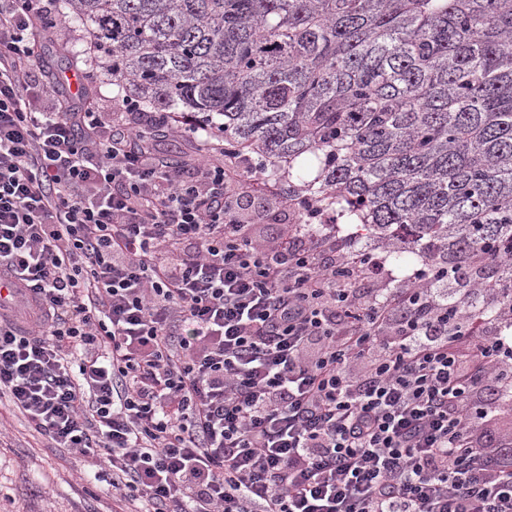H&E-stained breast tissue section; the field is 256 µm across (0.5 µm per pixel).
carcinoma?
<instances>
[{"mask_svg":"<svg viewBox=\"0 0 512 512\" xmlns=\"http://www.w3.org/2000/svg\"><path fill=\"white\" fill-rule=\"evenodd\" d=\"M117 93L207 124L396 262L512 253V0H59ZM315 159L316 174L298 161ZM512 303V264L484 289Z\"/></svg>","mask_w":512,"mask_h":512,"instance_id":"carcinoma-1","label":"carcinoma"}]
</instances>
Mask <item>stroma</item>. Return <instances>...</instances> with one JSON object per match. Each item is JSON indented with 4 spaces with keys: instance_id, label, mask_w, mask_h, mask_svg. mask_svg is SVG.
<instances>
[{
    "instance_id": "stroma-1",
    "label": "stroma",
    "mask_w": 512,
    "mask_h": 512,
    "mask_svg": "<svg viewBox=\"0 0 512 512\" xmlns=\"http://www.w3.org/2000/svg\"><path fill=\"white\" fill-rule=\"evenodd\" d=\"M39 69L60 79L73 111L91 104L100 111L112 109L116 91L107 76L85 83L80 68L89 47L82 28L70 18L60 17L51 36L40 39ZM243 223L253 225L264 238L302 224L303 219L288 205L280 184L269 183L265 194H244ZM358 225L337 224L336 252L369 254L379 265L377 282L360 281L356 288L368 293L373 287L406 288L422 260L396 264L378 242L358 238ZM0 422L6 431L0 437V512H121L118 495L97 474V461L64 448L51 447L31 432L24 418L0 407Z\"/></svg>"
}]
</instances>
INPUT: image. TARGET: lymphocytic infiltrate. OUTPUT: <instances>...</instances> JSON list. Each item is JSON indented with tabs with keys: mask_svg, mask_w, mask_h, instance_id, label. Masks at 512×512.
I'll return each instance as SVG.
<instances>
[{
	"mask_svg": "<svg viewBox=\"0 0 512 512\" xmlns=\"http://www.w3.org/2000/svg\"><path fill=\"white\" fill-rule=\"evenodd\" d=\"M56 10L0 0V397L140 512H512V344L439 272L367 297L371 257L258 240L256 167L154 155L169 113L71 111L34 66Z\"/></svg>",
	"mask_w": 512,
	"mask_h": 512,
	"instance_id": "1",
	"label": "lymphocytic infiltrate"
}]
</instances>
